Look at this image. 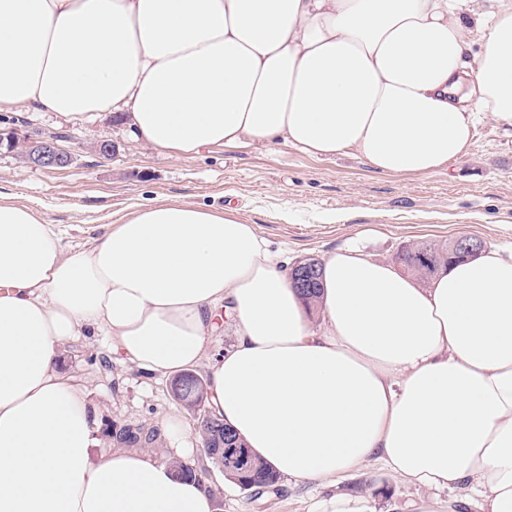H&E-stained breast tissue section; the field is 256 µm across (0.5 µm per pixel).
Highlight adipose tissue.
<instances>
[{
    "mask_svg": "<svg viewBox=\"0 0 512 512\" xmlns=\"http://www.w3.org/2000/svg\"><path fill=\"white\" fill-rule=\"evenodd\" d=\"M0 0V112L124 115L177 157L244 142L357 153L387 174L462 159L474 116L512 128V0ZM313 324L283 260L232 212L149 200L82 250L0 197V512H214L145 449L93 460L63 347L106 336L152 374L206 366V403L297 482L375 463L411 512H512V254L420 284L346 249ZM237 341L209 358L218 311ZM467 2L462 5L463 9V17L468 19L472 23V28L474 30V33L472 35L473 37V45L471 53L469 54V60L471 61L473 59L474 53L478 52L480 49V42H479V34L477 31L475 32V18L476 17H485L488 16L489 12L493 11L495 9V2L489 1V0H466ZM472 19V20H470Z\"/></svg>",
    "mask_w": 512,
    "mask_h": 512,
    "instance_id": "ef3b65f1",
    "label": "adipose tissue"
}]
</instances>
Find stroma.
I'll use <instances>...</instances> for the list:
<instances>
[{
    "instance_id": "stroma-1",
    "label": "stroma",
    "mask_w": 512,
    "mask_h": 512,
    "mask_svg": "<svg viewBox=\"0 0 512 512\" xmlns=\"http://www.w3.org/2000/svg\"><path fill=\"white\" fill-rule=\"evenodd\" d=\"M58 138L71 151L69 166L40 169L24 163L19 149L0 144V195L37 209L46 223L67 228V244L87 246L92 229L116 223L146 199L234 209L254 225L271 251L288 262L318 258L355 246L373 259L392 260L405 243L481 239L486 250H512V130L478 114L464 158L431 175L385 174L354 153L314 156L298 148L264 143L206 147L191 157L158 153L135 139L109 112L72 119L27 107L0 112V133ZM116 152L100 160L97 141ZM61 368L86 386L102 422L103 448L112 428H157L151 452L167 458L176 423L195 428V414L175 401L170 381L146 374L110 351L104 337L70 342ZM189 459L207 474L215 512H311L338 491L373 494L379 512L404 504L419 488L393 483L367 464L333 483L279 480L260 493L239 489L192 440Z\"/></svg>"
}]
</instances>
